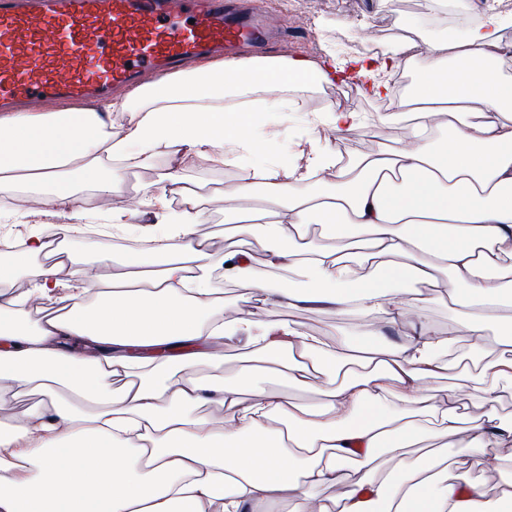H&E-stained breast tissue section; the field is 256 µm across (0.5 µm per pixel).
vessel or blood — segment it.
<instances>
[{"label": "vessel or blood", "instance_id": "obj_1", "mask_svg": "<svg viewBox=\"0 0 512 512\" xmlns=\"http://www.w3.org/2000/svg\"><path fill=\"white\" fill-rule=\"evenodd\" d=\"M275 28L235 0H0V110L99 97Z\"/></svg>", "mask_w": 512, "mask_h": 512}]
</instances>
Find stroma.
<instances>
[{"mask_svg":"<svg viewBox=\"0 0 512 512\" xmlns=\"http://www.w3.org/2000/svg\"><path fill=\"white\" fill-rule=\"evenodd\" d=\"M475 0H457L456 15L444 22H430L425 0H392L389 7H379L376 0H258L263 12L278 18L285 27V36L264 52L268 58H294L298 56L319 60L337 42L350 44V54L367 57V43H374L382 55L391 54L401 43L413 41L426 45L448 37L462 35L465 25L476 23L479 14ZM368 25L373 33L371 41L359 36L361 25ZM303 109L286 116H279L264 127L253 131V138L260 145L259 157L264 161H286L290 155L307 147L316 140L330 148L342 149L346 158L352 159L361 153L380 147L396 145L404 140L408 120L403 116H392L386 104L364 95L361 85L343 80L323 89H304L294 93ZM357 110L366 123L360 130L337 134L326 108L330 103ZM176 168L183 180L195 188L204 212L201 224L195 228L199 238L211 243L214 252H222L224 239L232 231L225 224L224 194L239 184L240 166L215 165L193 156L178 152L156 157L151 165L136 166L128 170L122 191L113 196L110 206L121 211L124 224L121 232H103L99 225L104 212L95 203L92 189H80L82 207L89 223L94 224L93 241L71 239V251L87 263H94L99 251L109 252L114 259H121L126 252L144 250L152 243V229L163 225L168 211L178 210L180 199L170 196L168 209L145 207L135 199L141 187L149 185L157 169ZM16 190L0 189V245L25 244L31 228H39L43 234L51 230L64 229L68 223L65 216L50 211L30 212L22 221L11 220ZM424 317L435 331L454 332L458 342L470 352L497 344L501 328L490 324L481 341H474L461 332L462 321L455 314L448 300L427 295ZM265 318L268 322L289 321L303 330L321 336H335L343 332L360 329L355 318L341 316L330 309L288 307L270 309Z\"/></svg>","mask_w":512,"mask_h":512,"instance_id":"1","label":"stroma"}]
</instances>
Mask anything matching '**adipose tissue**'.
Returning <instances> with one entry per match:
<instances>
[{"mask_svg": "<svg viewBox=\"0 0 512 512\" xmlns=\"http://www.w3.org/2000/svg\"><path fill=\"white\" fill-rule=\"evenodd\" d=\"M484 0L481 21L460 37L424 50L399 46L367 63L375 96H388L381 72L421 59L409 95L388 96L409 130L395 147L345 165L318 141L299 162H265L226 198L235 242L215 254L195 235L202 212L177 170L160 169L140 202H184L158 233L157 255L109 264L78 260L49 238L30 235L28 262L0 261V385L53 382L85 399L81 411L56 397L22 412L0 401V512H512V481L486 495L466 475L450 474L446 450L415 460L428 437L512 468V416L472 411L465 392L512 390V336L482 352L474 370L453 371L446 356L455 335L425 321L418 289L447 297L468 335L495 319L512 325V11ZM344 64L335 55L227 60L139 86L88 109L0 114V187H17L42 206L70 215L69 234L85 219L79 187L110 202L128 164L146 165L186 149L214 164L253 157L252 131L270 112L298 111L273 99L259 108H228V95L331 86ZM128 116L113 130L112 116ZM444 124L447 142L434 138ZM264 210L245 214L252 191ZM317 224V243L300 244ZM269 264L294 270L297 288L260 282L252 247ZM256 309L214 315L216 269ZM410 288H401V281ZM27 282L18 290L19 282ZM61 313H31V300ZM321 304L364 322L410 330L405 347L385 341L330 344L290 323L265 321L266 307ZM237 339L248 357L237 382L210 375L222 364L216 339ZM451 374L452 387L427 394ZM279 377L301 402L262 387ZM226 411L215 421L201 410ZM391 456L398 474L381 479L374 463ZM351 479L327 496L343 472Z\"/></svg>", "mask_w": 512, "mask_h": 512, "instance_id": "obj_1", "label": "adipose tissue"}]
</instances>
